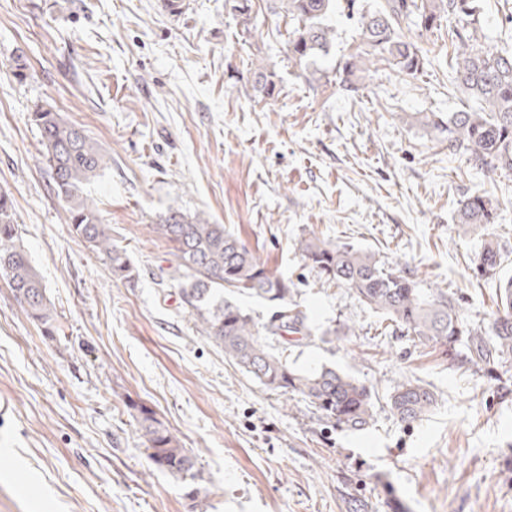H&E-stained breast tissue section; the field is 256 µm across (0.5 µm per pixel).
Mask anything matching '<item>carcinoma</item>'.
I'll use <instances>...</instances> for the list:
<instances>
[{"instance_id": "obj_1", "label": "carcinoma", "mask_w": 512, "mask_h": 512, "mask_svg": "<svg viewBox=\"0 0 512 512\" xmlns=\"http://www.w3.org/2000/svg\"><path fill=\"white\" fill-rule=\"evenodd\" d=\"M272 13L288 18V60L315 76L319 59L327 56L334 31L326 24L341 9L357 18L354 52L336 64V83L347 95L359 91L361 81L379 66L415 78L427 69V51L407 37L404 26L421 33L445 32L454 49L451 82L476 107L450 112H420L416 121L433 133L448 152L459 154L487 175L512 173V50L506 46L470 44L479 24L481 0H375L366 9L360 0H262ZM225 6L249 28L255 0H225ZM276 74L253 69V90L262 98L279 94ZM40 128L44 157L52 171L57 195L65 202L71 231L102 255L112 275L131 279L135 270L126 250L112 241L101 222L97 204L86 187L107 168V155L77 125L50 108L32 113ZM499 203L485 190L464 197L454 221L466 235L478 224H493ZM151 229L171 244L173 262L161 274L179 288L183 303L199 324L200 333L223 348L244 372L267 388L300 400L329 421L351 431L367 429L374 417L375 395L365 385L334 368L301 369L276 352V343L288 334L315 336L305 313L294 300L295 283L269 268L222 224L189 217L176 208L164 223ZM305 266L324 283L346 287L368 307L421 344L432 343L474 367L512 360V277L501 276L507 255L489 241L478 254V274L496 283L500 304L488 330L470 328L452 297L440 290L424 292L409 274L386 265L370 251L348 244H331L310 231L298 240ZM0 276L5 278L27 317L47 335L55 334V316L40 275L19 243L11 197L0 191ZM263 299L274 305L265 323H259L239 297ZM436 397L413 380L400 383L387 404L398 420L410 423L426 416ZM129 415L144 439L151 465L181 480L190 493L199 490L201 476L191 451L147 406L130 401Z\"/></svg>"}]
</instances>
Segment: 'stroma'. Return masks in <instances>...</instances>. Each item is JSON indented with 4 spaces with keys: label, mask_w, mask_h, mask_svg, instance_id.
I'll use <instances>...</instances> for the list:
<instances>
[{
    "label": "stroma",
    "mask_w": 512,
    "mask_h": 512,
    "mask_svg": "<svg viewBox=\"0 0 512 512\" xmlns=\"http://www.w3.org/2000/svg\"><path fill=\"white\" fill-rule=\"evenodd\" d=\"M186 3L174 15L162 0H0V190L56 316L43 335L0 279V512H512V369L496 379L448 361L319 281L296 249L312 231L372 251L488 329L496 285L472 266L491 238L512 254V174L470 169L413 119L468 104L448 82L447 41L407 29L432 67L382 70L351 99L334 66L355 48V19L331 14V54L310 84L288 60L283 18L256 10L248 34L224 0ZM253 62L275 71L278 97L255 95ZM41 106L110 156L87 192L133 281L66 223L32 120ZM478 189L499 218L458 235L457 204ZM172 208L224 225L296 283L313 325L340 330L281 349L368 386V429L266 389L200 335L160 279L170 246L150 227ZM407 378L436 396L411 423L385 405ZM131 400L196 456L198 496L150 466Z\"/></svg>",
    "instance_id": "35a3bbf8"
}]
</instances>
